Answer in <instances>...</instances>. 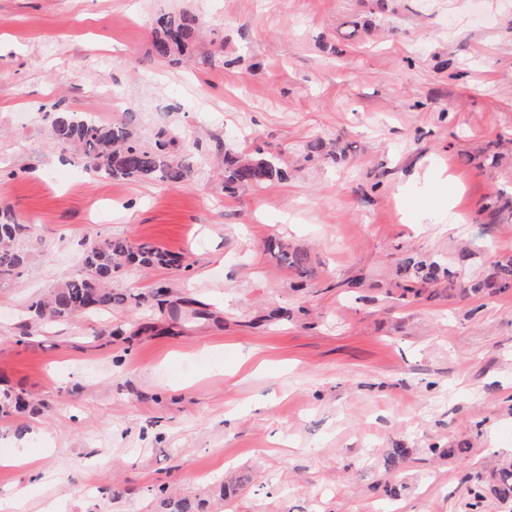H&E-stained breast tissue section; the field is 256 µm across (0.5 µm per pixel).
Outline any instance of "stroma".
Segmentation results:
<instances>
[{
	"label": "stroma",
	"instance_id": "1",
	"mask_svg": "<svg viewBox=\"0 0 512 512\" xmlns=\"http://www.w3.org/2000/svg\"><path fill=\"white\" fill-rule=\"evenodd\" d=\"M180 12L199 19L195 57L171 65L154 22ZM57 103L199 139L187 181L94 179L50 136ZM216 137L264 148L287 181L225 195ZM317 139L336 160L307 161ZM497 140L512 0H0V209L39 240L0 282V386L36 401L0 417V512L20 492L21 512H167L168 495L195 512H512L489 491L512 463V290L386 295L402 251H512V220L483 210L512 193V148L482 153ZM95 236L183 267L114 278L138 310L29 323ZM272 238L309 252L306 288ZM360 273L358 300L338 283Z\"/></svg>",
	"mask_w": 512,
	"mask_h": 512
}]
</instances>
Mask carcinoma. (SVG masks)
Returning <instances> with one entry per match:
<instances>
[{
	"mask_svg": "<svg viewBox=\"0 0 512 512\" xmlns=\"http://www.w3.org/2000/svg\"><path fill=\"white\" fill-rule=\"evenodd\" d=\"M157 23L160 35L154 42L158 56H182L189 48L198 18L181 13L163 15ZM50 134L63 151H78L84 166L96 177L110 180H151L171 187L181 184L188 168L177 157L182 147L179 136L168 130L155 133L149 144L142 141L132 120L104 121L86 113L60 110L47 114ZM214 155L222 158L224 193L236 194L243 188H258L287 179V171L263 149L232 153L215 140ZM32 235L30 225L20 224L0 213V280L18 279L31 262L26 243ZM278 265L288 268L296 278L311 276L308 252L292 249L280 242H269ZM126 266L180 269L181 257L150 243L131 238H86L77 255V270L67 280L50 288L27 307L29 321L51 324L87 313L110 312L114 308L134 310L138 298L112 290V280ZM390 286L400 291L402 300L418 297L429 290L435 296H493L512 289V254L489 245L461 246L453 261L432 254L404 251L396 260ZM30 407L26 397L11 390H0V412L22 415ZM493 491L502 500L512 498V467L495 475Z\"/></svg>",
	"mask_w": 512,
	"mask_h": 512,
	"instance_id": "cac0c4a2",
	"label": "carcinoma"
}]
</instances>
